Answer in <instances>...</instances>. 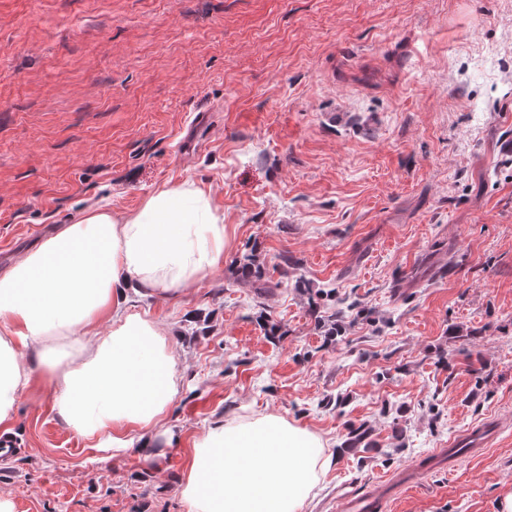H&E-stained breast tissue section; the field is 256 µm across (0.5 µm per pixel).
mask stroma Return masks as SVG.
Returning <instances> with one entry per match:
<instances>
[{"label":"stroma","mask_w":512,"mask_h":512,"mask_svg":"<svg viewBox=\"0 0 512 512\" xmlns=\"http://www.w3.org/2000/svg\"><path fill=\"white\" fill-rule=\"evenodd\" d=\"M186 181L224 216V266L175 297H128L177 358L156 455L84 438L34 385L0 460L15 512H190L195 439L269 414L328 442L303 512L408 465L420 474L381 512H497L512 0H0V270L86 209L126 214ZM248 254L268 297L238 275ZM361 425L369 447H346ZM483 428L482 452L426 467Z\"/></svg>","instance_id":"stroma-1"}]
</instances>
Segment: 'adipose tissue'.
Wrapping results in <instances>:
<instances>
[{
	"mask_svg": "<svg viewBox=\"0 0 512 512\" xmlns=\"http://www.w3.org/2000/svg\"><path fill=\"white\" fill-rule=\"evenodd\" d=\"M224 242L209 193L185 182L122 216L85 211L0 272V427L38 379L82 436L151 452L179 392L176 359L157 325L123 305L131 291L170 297L195 286L223 265ZM326 450L320 434L277 415L219 422L195 440L181 494L190 512H302Z\"/></svg>",
	"mask_w": 512,
	"mask_h": 512,
	"instance_id": "ef3b65f1",
	"label": "adipose tissue"
}]
</instances>
